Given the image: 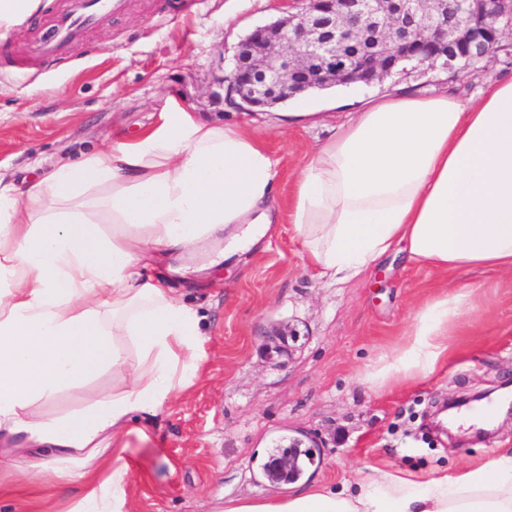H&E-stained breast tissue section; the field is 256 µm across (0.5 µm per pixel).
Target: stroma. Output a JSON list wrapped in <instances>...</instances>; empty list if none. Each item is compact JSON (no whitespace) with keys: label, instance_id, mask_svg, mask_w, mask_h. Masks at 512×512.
<instances>
[{"label":"stroma","instance_id":"stroma-1","mask_svg":"<svg viewBox=\"0 0 512 512\" xmlns=\"http://www.w3.org/2000/svg\"><path fill=\"white\" fill-rule=\"evenodd\" d=\"M61 0H40L21 24L0 29V188L24 191L40 171L78 160L134 137L179 108L216 123L242 121L217 99L233 67L235 47L252 27L284 14L286 0H133L72 43L63 60L25 59L23 46L41 36ZM237 22L225 26V13ZM512 74V47L478 63L461 82L436 70L394 74L384 89L409 85L430 94L455 86L465 97L487 81ZM255 136L279 161L281 202L253 251L196 272L182 265L172 288L202 318L206 337L200 378L131 435L122 454L128 467V512H224L228 497H270L293 490L260 473L268 448L285 435L316 440L321 460L306 483L341 484L371 468L418 477L451 471L512 448V419L479 436L434 427L445 400L495 391L512 381V272L460 273L453 282L480 288L479 310L448 338V360L426 380L376 392L358 373L401 341L412 311L442 278L389 255L365 279L327 285L306 262L287 201L296 171L331 134L298 124L283 130L257 122ZM286 331L283 351L266 341ZM11 469L12 489L0 492V512H73L87 487L71 483L38 490L24 482L23 463Z\"/></svg>","mask_w":512,"mask_h":512}]
</instances>
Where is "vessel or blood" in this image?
<instances>
[{
  "label": "vessel or blood",
  "instance_id": "b4317fda",
  "mask_svg": "<svg viewBox=\"0 0 512 512\" xmlns=\"http://www.w3.org/2000/svg\"><path fill=\"white\" fill-rule=\"evenodd\" d=\"M130 6L131 0H67L54 16L48 34L32 46L31 52L44 59L63 57L72 41L105 18L124 15Z\"/></svg>",
  "mask_w": 512,
  "mask_h": 512
}]
</instances>
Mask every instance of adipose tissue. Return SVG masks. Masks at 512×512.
<instances>
[{
	"label": "adipose tissue",
	"mask_w": 512,
	"mask_h": 512,
	"mask_svg": "<svg viewBox=\"0 0 512 512\" xmlns=\"http://www.w3.org/2000/svg\"><path fill=\"white\" fill-rule=\"evenodd\" d=\"M277 162L250 129L165 113L140 136L0 189V458L25 478L85 477L119 454L136 423L188 391L203 360L201 318L149 259L251 251L276 210ZM293 224L319 278L344 285L392 252L445 275L512 271V77L464 99L400 88L364 97L296 174ZM473 285L442 284L400 343L366 366L380 392L427 379L448 338L478 309ZM118 383L91 386L105 372ZM87 389L84 408L38 402ZM126 464L78 512H127ZM224 512H512V448L417 482L381 469L350 487L314 483L278 498H232ZM83 397L84 388L76 386L64 390L51 402L38 405L46 414L76 413L83 407Z\"/></svg>",
	"instance_id": "adipose-tissue-1"
}]
</instances>
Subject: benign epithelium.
Here are the masks:
<instances>
[{
	"label": "benign epithelium",
	"mask_w": 512,
	"mask_h": 512,
	"mask_svg": "<svg viewBox=\"0 0 512 512\" xmlns=\"http://www.w3.org/2000/svg\"><path fill=\"white\" fill-rule=\"evenodd\" d=\"M463 15L448 25V11ZM512 0H302L237 44L227 105L263 112L322 81L381 84L409 58L452 70L457 53L501 44Z\"/></svg>",
	"instance_id": "7a95c632"
}]
</instances>
